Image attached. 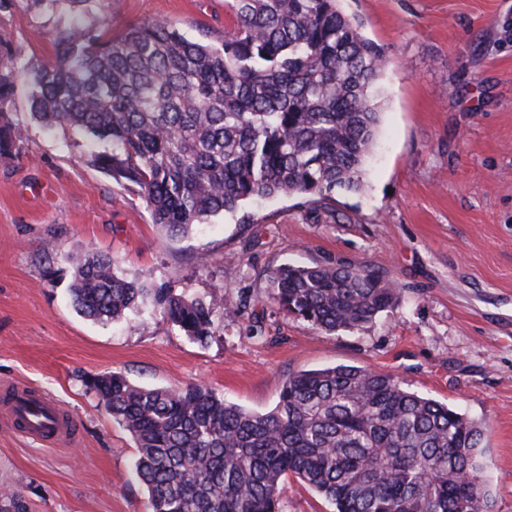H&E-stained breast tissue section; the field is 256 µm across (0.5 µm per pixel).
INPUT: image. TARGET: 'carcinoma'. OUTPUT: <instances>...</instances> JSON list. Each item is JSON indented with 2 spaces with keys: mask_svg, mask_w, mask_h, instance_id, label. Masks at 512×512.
I'll return each mask as SVG.
<instances>
[{
  "mask_svg": "<svg viewBox=\"0 0 512 512\" xmlns=\"http://www.w3.org/2000/svg\"><path fill=\"white\" fill-rule=\"evenodd\" d=\"M340 0H228L232 28L217 43L151 23L105 38L80 23L55 44V63L22 75L32 117L79 128L112 150L92 164L137 188L152 222L172 237L244 204L274 196L326 207L358 190L380 121V47ZM16 76L0 71V106ZM25 128L0 109V154ZM270 314L326 333L359 330L399 297L362 264L286 263L269 271ZM82 316L120 321L150 299L163 317L205 344L215 312L264 333V316L220 289L189 298L175 282L128 280L95 252L69 285ZM98 402L134 438L135 469L152 512H280L283 484L300 479L336 512H490L482 476L484 428L392 375L335 365L291 373L278 401L255 412L198 385L146 388L119 373L90 377ZM22 492L0 490V512Z\"/></svg>",
  "mask_w": 512,
  "mask_h": 512,
  "instance_id": "carcinoma-1",
  "label": "carcinoma"
}]
</instances>
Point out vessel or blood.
<instances>
[{"mask_svg":"<svg viewBox=\"0 0 512 512\" xmlns=\"http://www.w3.org/2000/svg\"><path fill=\"white\" fill-rule=\"evenodd\" d=\"M0 390L11 393L5 408L22 433L33 441L54 446L74 441L77 437L75 422L65 417L60 406L49 395L40 391H20L11 384L0 385Z\"/></svg>","mask_w":512,"mask_h":512,"instance_id":"b4317fda","label":"vessel or blood"}]
</instances>
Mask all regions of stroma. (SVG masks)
<instances>
[{
    "label": "stroma",
    "mask_w": 512,
    "mask_h": 512,
    "mask_svg": "<svg viewBox=\"0 0 512 512\" xmlns=\"http://www.w3.org/2000/svg\"><path fill=\"white\" fill-rule=\"evenodd\" d=\"M340 7L387 65L363 187L336 192L327 212L276 197L247 205L250 227L217 216L170 237L135 187L87 163L101 142L32 120L29 88L17 83L4 109L25 137L0 155V382L52 395L79 432L42 447L0 412V488L20 489L28 512H149L135 442L89 389L95 374L203 385L265 412L288 374L338 364L392 374L485 426L492 512H512V0ZM75 20L115 38L166 22L207 41L232 25L225 0H0V58L22 44L27 63H54L56 37ZM94 251L126 278H172L191 298L219 288L232 302L260 297L271 268L326 260L365 264L400 295L361 330L328 335L277 315L264 335L227 323L201 344L149 304L109 324L77 313L68 286ZM281 512L336 509L291 477Z\"/></svg>",
    "instance_id": "35a3bbf8"
}]
</instances>
